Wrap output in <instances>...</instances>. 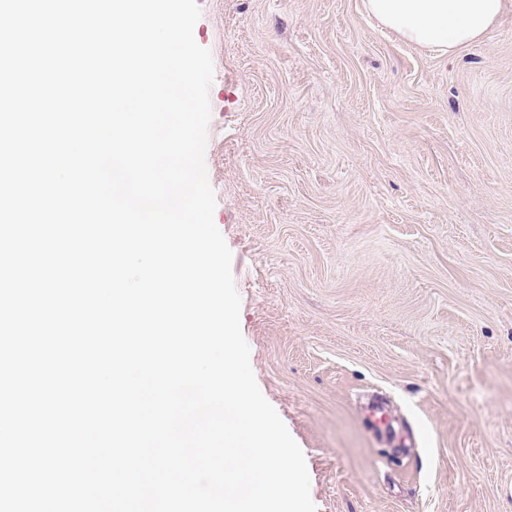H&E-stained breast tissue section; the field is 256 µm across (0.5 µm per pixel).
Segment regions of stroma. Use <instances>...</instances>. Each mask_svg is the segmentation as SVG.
<instances>
[{"label": "stroma", "instance_id": "stroma-1", "mask_svg": "<svg viewBox=\"0 0 512 512\" xmlns=\"http://www.w3.org/2000/svg\"><path fill=\"white\" fill-rule=\"evenodd\" d=\"M197 3L214 221L316 512H512V7L441 56L364 0ZM368 423L373 427L374 434L380 437L384 436L393 448L407 446L405 438H403L400 432H397L391 423L387 422V419H384L382 416L376 417L373 413H370L368 414Z\"/></svg>", "mask_w": 512, "mask_h": 512}]
</instances>
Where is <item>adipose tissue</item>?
Segmentation results:
<instances>
[{
	"instance_id": "ef3b65f1",
	"label": "adipose tissue",
	"mask_w": 512,
	"mask_h": 512,
	"mask_svg": "<svg viewBox=\"0 0 512 512\" xmlns=\"http://www.w3.org/2000/svg\"><path fill=\"white\" fill-rule=\"evenodd\" d=\"M507 0H366L369 14L401 40L453 55L475 45Z\"/></svg>"
}]
</instances>
